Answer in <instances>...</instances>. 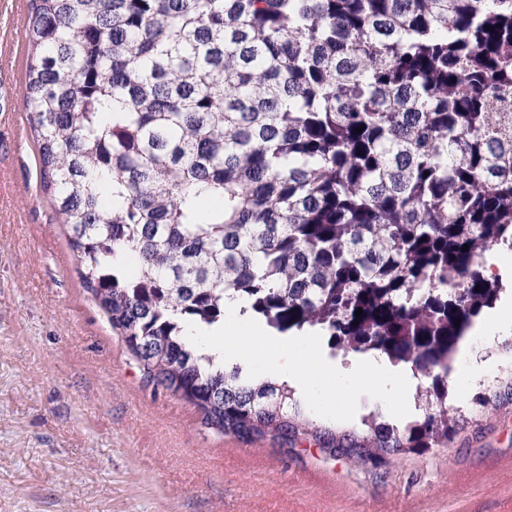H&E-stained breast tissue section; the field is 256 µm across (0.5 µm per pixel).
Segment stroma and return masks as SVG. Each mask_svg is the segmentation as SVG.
Wrapping results in <instances>:
<instances>
[{"mask_svg":"<svg viewBox=\"0 0 512 512\" xmlns=\"http://www.w3.org/2000/svg\"><path fill=\"white\" fill-rule=\"evenodd\" d=\"M29 12L0 0V512H512V340L449 396L448 439L387 466L207 428L145 385L41 187L23 96Z\"/></svg>","mask_w":512,"mask_h":512,"instance_id":"1","label":"stroma"}]
</instances>
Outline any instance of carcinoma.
I'll return each mask as SVG.
<instances>
[{
    "instance_id": "carcinoma-1",
    "label": "carcinoma",
    "mask_w": 512,
    "mask_h": 512,
    "mask_svg": "<svg viewBox=\"0 0 512 512\" xmlns=\"http://www.w3.org/2000/svg\"><path fill=\"white\" fill-rule=\"evenodd\" d=\"M29 34L41 187L147 381L224 435L374 466L448 439V356L512 244V0H34ZM226 296L435 398L402 430L317 426L188 340Z\"/></svg>"
}]
</instances>
